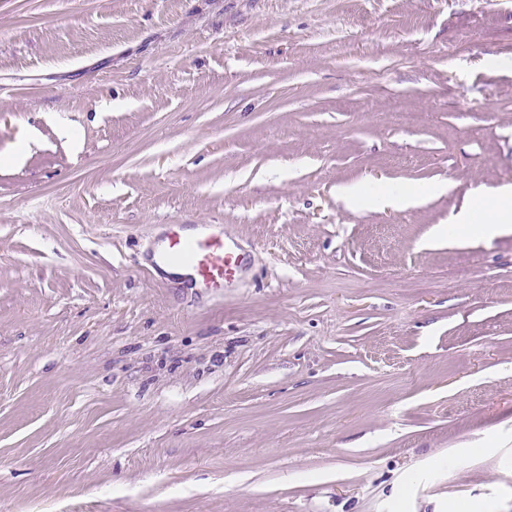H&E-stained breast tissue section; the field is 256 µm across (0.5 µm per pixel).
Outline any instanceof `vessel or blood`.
Instances as JSON below:
<instances>
[{
  "instance_id": "obj_1",
  "label": "vessel or blood",
  "mask_w": 512,
  "mask_h": 512,
  "mask_svg": "<svg viewBox=\"0 0 512 512\" xmlns=\"http://www.w3.org/2000/svg\"><path fill=\"white\" fill-rule=\"evenodd\" d=\"M161 265L183 272L194 287L221 295L245 264L246 257L224 232L223 225L206 224L195 237H185L181 225H172L160 247Z\"/></svg>"
}]
</instances>
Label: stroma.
Here are the masks:
<instances>
[{"label": "stroma", "instance_id": "obj_1", "mask_svg": "<svg viewBox=\"0 0 512 512\" xmlns=\"http://www.w3.org/2000/svg\"><path fill=\"white\" fill-rule=\"evenodd\" d=\"M504 58L512 0H0V512H512V230L438 233ZM201 232L185 238L182 226L171 228L160 246L159 263L173 271L172 277L186 278L195 288L211 295H221L245 264L238 245L224 233L220 224H200Z\"/></svg>", "mask_w": 512, "mask_h": 512}]
</instances>
